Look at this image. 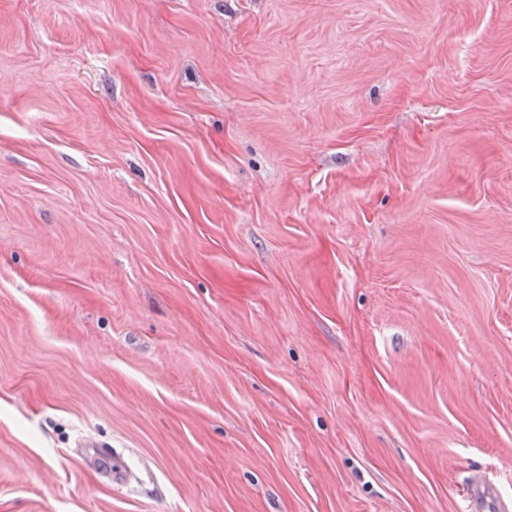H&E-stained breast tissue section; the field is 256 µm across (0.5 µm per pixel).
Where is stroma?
Instances as JSON below:
<instances>
[{"mask_svg":"<svg viewBox=\"0 0 512 512\" xmlns=\"http://www.w3.org/2000/svg\"><path fill=\"white\" fill-rule=\"evenodd\" d=\"M512 500V0H0V512Z\"/></svg>","mask_w":512,"mask_h":512,"instance_id":"1","label":"stroma"}]
</instances>
